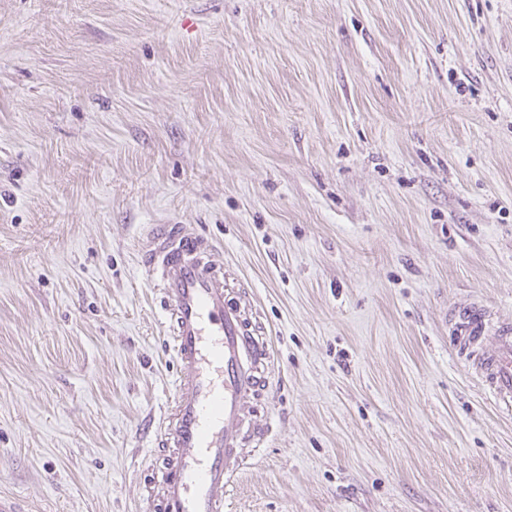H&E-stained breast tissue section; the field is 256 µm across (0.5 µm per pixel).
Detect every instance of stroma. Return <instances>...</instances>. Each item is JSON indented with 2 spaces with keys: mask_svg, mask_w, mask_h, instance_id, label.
Instances as JSON below:
<instances>
[{
  "mask_svg": "<svg viewBox=\"0 0 512 512\" xmlns=\"http://www.w3.org/2000/svg\"><path fill=\"white\" fill-rule=\"evenodd\" d=\"M212 238L274 348L224 512H512V0H0V494L158 512L141 263ZM449 333L457 353L466 355L496 401L512 408V321H494L479 301L454 306ZM493 347L487 350V343Z\"/></svg>",
  "mask_w": 512,
  "mask_h": 512,
  "instance_id": "obj_1",
  "label": "stroma"
}]
</instances>
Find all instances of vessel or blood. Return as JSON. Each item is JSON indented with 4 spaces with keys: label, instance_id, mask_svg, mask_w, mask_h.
<instances>
[{
    "label": "vessel or blood",
    "instance_id": "b4317fda",
    "mask_svg": "<svg viewBox=\"0 0 512 512\" xmlns=\"http://www.w3.org/2000/svg\"><path fill=\"white\" fill-rule=\"evenodd\" d=\"M213 241L180 224L150 232L142 262L166 311L170 356L179 368L157 422L153 482L163 512H224V495L268 428L247 419L269 387L272 345ZM448 328L496 401L512 408V321L478 301L454 306Z\"/></svg>",
    "mask_w": 512,
    "mask_h": 512
}]
</instances>
